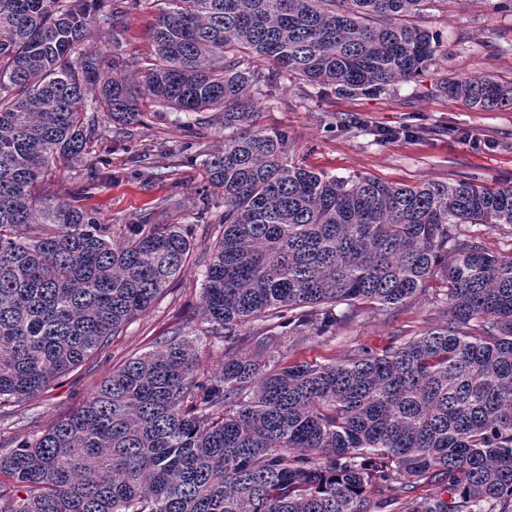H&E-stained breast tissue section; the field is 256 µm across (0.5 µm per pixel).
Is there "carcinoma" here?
<instances>
[{"label":"carcinoma","mask_w":512,"mask_h":512,"mask_svg":"<svg viewBox=\"0 0 512 512\" xmlns=\"http://www.w3.org/2000/svg\"><path fill=\"white\" fill-rule=\"evenodd\" d=\"M141 2L0 0V407L101 351L185 266L193 227L146 214L114 240L74 197L41 192L88 153L92 113L121 136L144 97L224 129L204 161L224 213L201 304L224 364L197 373L179 329L130 359L0 454V512H512V256L462 231L512 226V186L327 176L258 125L284 72L347 96L422 76L440 40L411 18L434 0H164L133 84L121 38ZM98 20L109 51L83 48ZM437 91L512 110L511 79ZM182 131L186 152L205 137L198 118ZM419 295L446 321L339 362L273 365L363 302L383 313ZM424 483L438 493L408 496Z\"/></svg>","instance_id":"obj_1"}]
</instances>
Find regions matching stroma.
<instances>
[{"label": "stroma", "instance_id": "35a3bbf8", "mask_svg": "<svg viewBox=\"0 0 512 512\" xmlns=\"http://www.w3.org/2000/svg\"><path fill=\"white\" fill-rule=\"evenodd\" d=\"M501 3L433 0L417 23L437 33L443 46L421 78L373 96L353 97L285 79L259 101V126L287 131L290 157L330 176H371L409 186L458 180L491 187L512 185V110L472 111L436 90L443 77L484 73L512 78V10L502 9ZM156 16L154 0H145L125 20L122 50L130 61L128 75H136L137 61L153 51ZM141 109L143 122L134 126L131 137H114L107 124H100L89 154L81 161L58 165L44 186L45 194L55 196L67 188L83 189L81 206L111 224L116 240L125 236L131 218L140 214L150 215L157 224H194L190 203L204 193L212 216L224 211V197L209 191L201 162L223 139L220 126L212 125L201 143L200 159L188 163L181 153L178 112L147 102ZM351 115L362 118L363 126L337 128V119ZM448 125L461 128L463 137L434 135V128ZM173 194L184 199V207L163 206V199ZM194 226L193 249L183 271L148 312L44 393L0 408V453L77 410L112 370L151 350L159 338L178 327H186L194 341L198 372L220 369L224 345L209 336V325L199 313L204 263L219 231L214 224ZM443 319V312L421 297L384 315L364 304L354 321L337 328L335 336L284 353L277 362L341 360L352 346L376 350L391 337L419 333L426 323Z\"/></svg>", "mask_w": 512, "mask_h": 512}]
</instances>
